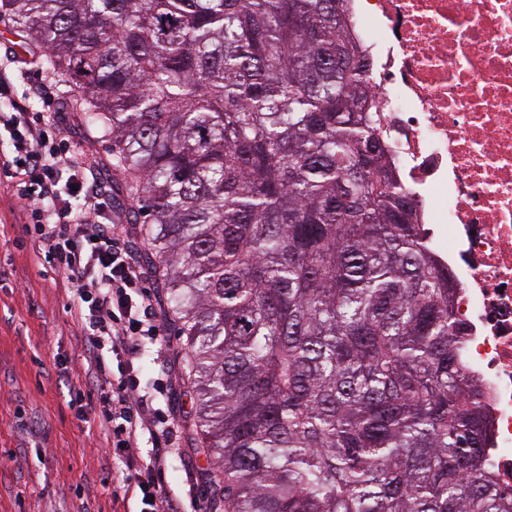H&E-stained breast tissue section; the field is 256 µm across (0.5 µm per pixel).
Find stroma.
I'll return each instance as SVG.
<instances>
[{
  "label": "stroma",
  "instance_id": "obj_1",
  "mask_svg": "<svg viewBox=\"0 0 512 512\" xmlns=\"http://www.w3.org/2000/svg\"><path fill=\"white\" fill-rule=\"evenodd\" d=\"M65 112L70 139L82 141L108 178L110 143L82 112ZM21 208L0 188V512H124L113 495V477L136 473L137 462L106 449L99 425L77 420L67 405L70 383L84 380V336L71 317L69 294L51 269L38 264ZM169 343L142 352L137 365L144 391L159 372L169 374V405L181 427L180 450L168 458L167 490L184 512H213L210 476L218 462L203 453L196 435V405L185 340L169 331Z\"/></svg>",
  "mask_w": 512,
  "mask_h": 512
}]
</instances>
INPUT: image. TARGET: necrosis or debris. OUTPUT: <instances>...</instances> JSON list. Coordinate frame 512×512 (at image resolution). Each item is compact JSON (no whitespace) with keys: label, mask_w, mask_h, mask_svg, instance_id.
I'll return each instance as SVG.
<instances>
[{"label":"necrosis or debris","mask_w":512,"mask_h":512,"mask_svg":"<svg viewBox=\"0 0 512 512\" xmlns=\"http://www.w3.org/2000/svg\"><path fill=\"white\" fill-rule=\"evenodd\" d=\"M379 138L457 284L487 459L512 487V0H350Z\"/></svg>","instance_id":"1"}]
</instances>
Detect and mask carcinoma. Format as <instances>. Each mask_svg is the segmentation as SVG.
I'll use <instances>...</instances> for the list:
<instances>
[{
  "mask_svg": "<svg viewBox=\"0 0 512 512\" xmlns=\"http://www.w3.org/2000/svg\"><path fill=\"white\" fill-rule=\"evenodd\" d=\"M112 142L222 512H512L347 0H0Z\"/></svg>",
  "mask_w": 512,
  "mask_h": 512,
  "instance_id": "carcinoma-1",
  "label": "carcinoma"
}]
</instances>
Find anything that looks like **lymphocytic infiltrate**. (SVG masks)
I'll return each instance as SVG.
<instances>
[{
	"instance_id": "f902f5d3",
	"label": "lymphocytic infiltrate",
	"mask_w": 512,
	"mask_h": 512,
	"mask_svg": "<svg viewBox=\"0 0 512 512\" xmlns=\"http://www.w3.org/2000/svg\"><path fill=\"white\" fill-rule=\"evenodd\" d=\"M31 63L0 56V174L22 206L29 241L70 293L69 310L85 336L83 356L96 404L70 389L68 405L80 421L98 418L113 455L133 458L143 440L152 453L137 476L118 478L123 499L139 512H180L162 473L179 430L163 409L139 391L136 354L143 342L163 344L165 328L148 276L127 239L129 225L109 217L111 187L89 168L80 144L62 134L57 112L30 111L12 90Z\"/></svg>"
}]
</instances>
